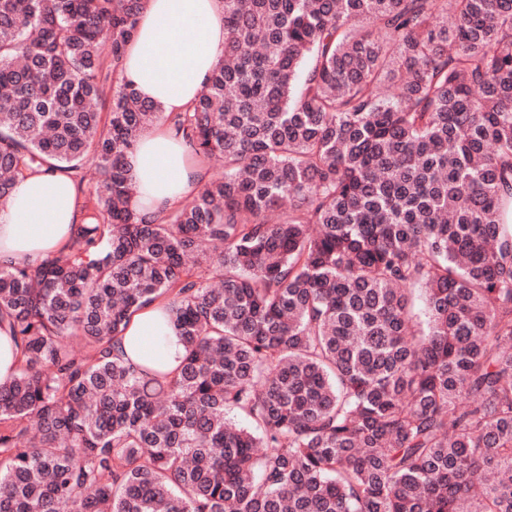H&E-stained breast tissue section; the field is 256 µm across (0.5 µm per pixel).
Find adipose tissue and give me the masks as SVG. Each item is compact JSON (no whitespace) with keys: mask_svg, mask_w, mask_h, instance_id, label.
I'll list each match as a JSON object with an SVG mask.
<instances>
[{"mask_svg":"<svg viewBox=\"0 0 512 512\" xmlns=\"http://www.w3.org/2000/svg\"><path fill=\"white\" fill-rule=\"evenodd\" d=\"M223 57V0H147L123 60L124 79L160 107L126 159L137 190L131 201L135 211L165 212L191 199L208 181L207 165L190 157L168 116L192 104ZM81 221L70 174L42 170L28 175L0 202V261L39 267L64 247ZM158 310L152 304L136 313L116 350L138 363L162 358L170 372L181 347Z\"/></svg>","mask_w":512,"mask_h":512,"instance_id":"obj_1","label":"adipose tissue"}]
</instances>
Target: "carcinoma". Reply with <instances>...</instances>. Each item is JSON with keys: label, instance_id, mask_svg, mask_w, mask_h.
Wrapping results in <instances>:
<instances>
[{"label": "carcinoma", "instance_id": "cac0c4a2", "mask_svg": "<svg viewBox=\"0 0 512 512\" xmlns=\"http://www.w3.org/2000/svg\"><path fill=\"white\" fill-rule=\"evenodd\" d=\"M143 5L0 0V201L99 174L64 252L0 263V512H512V0H224L169 116L224 174L155 218ZM159 299L172 372L115 353ZM20 362L18 351L7 326L0 328V382H5L16 372Z\"/></svg>", "mask_w": 512, "mask_h": 512}]
</instances>
